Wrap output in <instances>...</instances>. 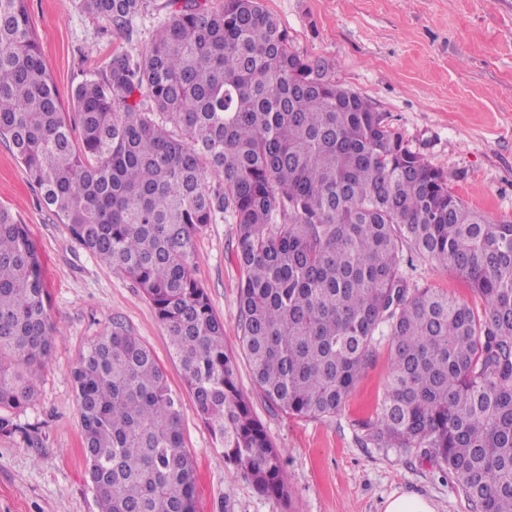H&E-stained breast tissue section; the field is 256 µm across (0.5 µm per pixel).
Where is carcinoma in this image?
<instances>
[{"label": "carcinoma", "instance_id": "cac0c4a2", "mask_svg": "<svg viewBox=\"0 0 512 512\" xmlns=\"http://www.w3.org/2000/svg\"><path fill=\"white\" fill-rule=\"evenodd\" d=\"M147 2L75 0L129 35ZM167 6L145 50L113 53L68 112L27 0H0V139L44 204L141 288L199 419L259 494L290 498L281 451L237 387L224 321L194 275L192 241L226 211L257 391L293 416H334L386 335L366 439L436 462L473 512H512V220L455 196L330 65L293 48L261 0ZM405 248L451 268L482 308L411 284ZM51 347L37 250L0 207V410L32 401ZM73 380L100 512H195L180 400L152 352L115 325Z\"/></svg>", "mask_w": 512, "mask_h": 512}]
</instances>
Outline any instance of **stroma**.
Here are the masks:
<instances>
[{"instance_id":"obj_1","label":"stroma","mask_w":512,"mask_h":512,"mask_svg":"<svg viewBox=\"0 0 512 512\" xmlns=\"http://www.w3.org/2000/svg\"><path fill=\"white\" fill-rule=\"evenodd\" d=\"M166 0H151L134 33L113 30L73 0H28L43 60L62 100L113 51H142L165 22ZM295 48L331 64L338 84L383 112L408 147L442 171L449 190L495 221L512 220V0H262ZM0 206L24 224L40 259L54 342L37 372L36 395L12 411L16 430L0 432V512H99L82 452V422L71 372L79 352L121 324L162 365L180 398L183 438L196 463L197 512H385L399 495L427 500L434 512H471L447 472L400 448L365 441L389 373L387 344L333 417L300 418L254 388L239 347L242 272L232 215L194 241L195 277L224 321V348L236 383L283 455L291 498L259 494L233 466L196 414L165 328L128 276L71 237L42 203L12 148L0 141ZM401 270L419 287L478 305L447 267L414 252Z\"/></svg>"}]
</instances>
